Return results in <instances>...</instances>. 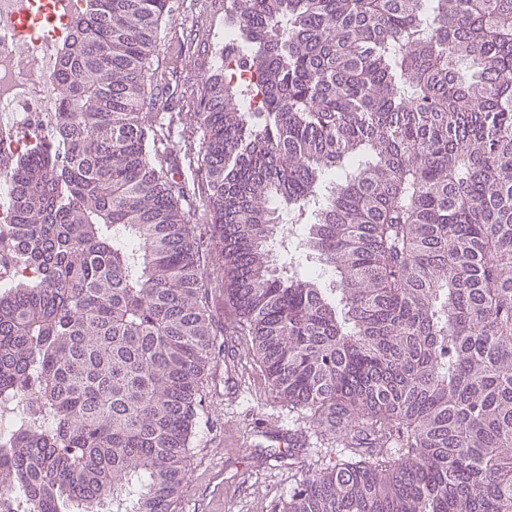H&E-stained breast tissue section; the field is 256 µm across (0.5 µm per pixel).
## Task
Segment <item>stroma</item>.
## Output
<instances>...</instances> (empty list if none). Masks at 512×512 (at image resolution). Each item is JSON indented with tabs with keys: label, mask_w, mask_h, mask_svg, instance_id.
I'll return each mask as SVG.
<instances>
[{
	"label": "stroma",
	"mask_w": 512,
	"mask_h": 512,
	"mask_svg": "<svg viewBox=\"0 0 512 512\" xmlns=\"http://www.w3.org/2000/svg\"><path fill=\"white\" fill-rule=\"evenodd\" d=\"M226 0H169L153 67L156 104L146 121L149 146L171 158L186 188L184 206L194 222L206 215L197 173L201 135H190L201 81L211 72L215 33L224 23ZM203 414L186 466V491L177 512H279L299 470L336 459L335 436L315 437L296 468L280 465L261 433L271 427L308 431L274 396L249 352L245 336H225L224 358L213 367L201 393Z\"/></svg>",
	"instance_id": "stroma-1"
}]
</instances>
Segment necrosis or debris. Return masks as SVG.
Returning <instances> with one entry per match:
<instances>
[{"mask_svg":"<svg viewBox=\"0 0 512 512\" xmlns=\"http://www.w3.org/2000/svg\"><path fill=\"white\" fill-rule=\"evenodd\" d=\"M84 0H0V151L48 141L57 107L51 82L60 49Z\"/></svg>","mask_w":512,"mask_h":512,"instance_id":"1","label":"necrosis or debris"}]
</instances>
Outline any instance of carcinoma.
<instances>
[{
	"label": "carcinoma",
	"instance_id": "obj_1",
	"mask_svg": "<svg viewBox=\"0 0 512 512\" xmlns=\"http://www.w3.org/2000/svg\"><path fill=\"white\" fill-rule=\"evenodd\" d=\"M168 2L85 0L49 141L0 156V394H33L0 496L175 512L216 289L343 450L282 512H512V0H228L257 78L193 114L207 242L143 117Z\"/></svg>",
	"mask_w": 512,
	"mask_h": 512
}]
</instances>
